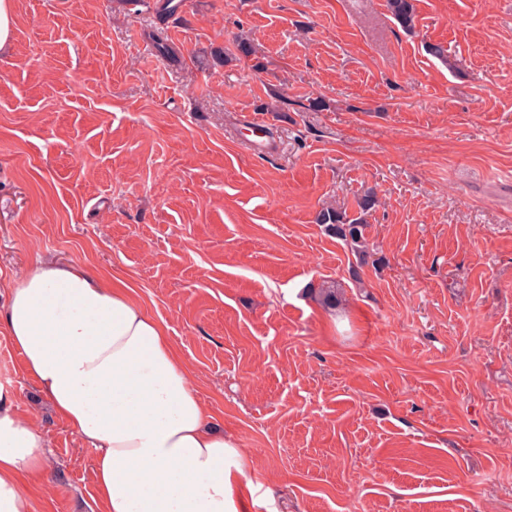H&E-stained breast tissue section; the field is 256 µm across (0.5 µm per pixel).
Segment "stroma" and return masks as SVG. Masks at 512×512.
<instances>
[{
	"instance_id": "stroma-1",
	"label": "stroma",
	"mask_w": 512,
	"mask_h": 512,
	"mask_svg": "<svg viewBox=\"0 0 512 512\" xmlns=\"http://www.w3.org/2000/svg\"><path fill=\"white\" fill-rule=\"evenodd\" d=\"M160 4L14 0L0 313L47 259L132 285L249 512H512V0H414L411 32L387 0ZM370 191L362 263L317 218ZM2 371L47 442L31 512H102L94 449L0 330Z\"/></svg>"
}]
</instances>
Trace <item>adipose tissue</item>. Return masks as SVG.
I'll return each instance as SVG.
<instances>
[{"label":"adipose tissue","mask_w":512,"mask_h":512,"mask_svg":"<svg viewBox=\"0 0 512 512\" xmlns=\"http://www.w3.org/2000/svg\"><path fill=\"white\" fill-rule=\"evenodd\" d=\"M0 322L56 414L95 448L102 512H243L242 454L209 424L164 325L82 264L42 266L10 290ZM0 386V512H30L21 471L46 441Z\"/></svg>","instance_id":"1"}]
</instances>
